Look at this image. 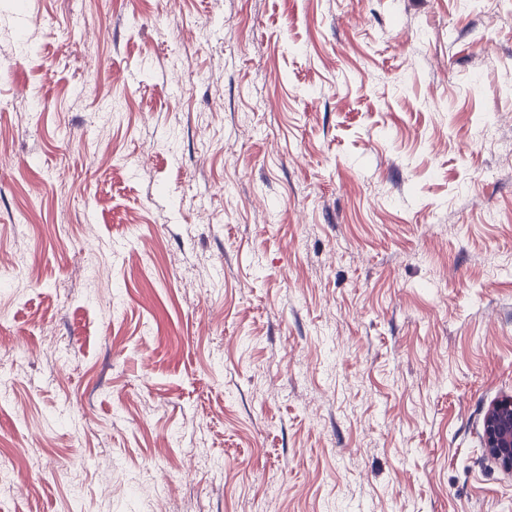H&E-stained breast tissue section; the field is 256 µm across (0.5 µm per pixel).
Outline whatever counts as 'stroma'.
Returning a JSON list of instances; mask_svg holds the SVG:
<instances>
[{
	"instance_id": "35a3bbf8",
	"label": "stroma",
	"mask_w": 512,
	"mask_h": 512,
	"mask_svg": "<svg viewBox=\"0 0 512 512\" xmlns=\"http://www.w3.org/2000/svg\"><path fill=\"white\" fill-rule=\"evenodd\" d=\"M510 58L512 0H0V512H512ZM482 441L489 458L502 470L512 473V395L493 402L485 415Z\"/></svg>"
}]
</instances>
